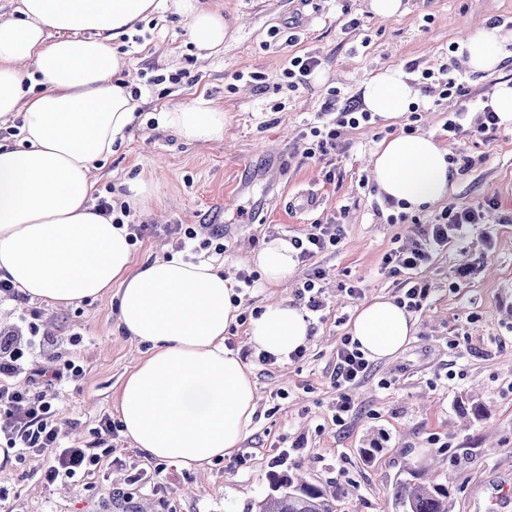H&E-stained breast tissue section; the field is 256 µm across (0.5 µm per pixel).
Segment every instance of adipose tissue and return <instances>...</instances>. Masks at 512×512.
I'll return each instance as SVG.
<instances>
[{"instance_id":"adipose-tissue-1","label":"adipose tissue","mask_w":512,"mask_h":512,"mask_svg":"<svg viewBox=\"0 0 512 512\" xmlns=\"http://www.w3.org/2000/svg\"><path fill=\"white\" fill-rule=\"evenodd\" d=\"M159 7L158 0H18L0 15V120L18 122L23 147L0 144V278L28 296L68 305L117 293L118 328L147 347L123 383L120 418L144 457L202 468L231 455L249 433L254 384L224 346L237 318L233 277L179 255L136 262L128 228L95 211L91 169L135 120L133 97L115 83L123 65L112 43ZM198 47L224 45V16L207 0L190 7ZM508 37L487 25L466 36L469 67L498 66ZM412 87L397 73L365 84V106L391 118ZM164 125L189 142L224 133V112L196 104L168 109ZM430 136H396L368 160L382 195L418 209L448 195L457 172ZM295 251L274 239L251 255L270 284L285 280ZM415 327L394 302L363 307L351 336L371 358L395 356ZM257 350L282 357L304 345L308 325L286 300L269 299L250 323Z\"/></svg>"}]
</instances>
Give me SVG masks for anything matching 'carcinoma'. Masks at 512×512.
Here are the masks:
<instances>
[{
    "label": "carcinoma",
    "mask_w": 512,
    "mask_h": 512,
    "mask_svg": "<svg viewBox=\"0 0 512 512\" xmlns=\"http://www.w3.org/2000/svg\"><path fill=\"white\" fill-rule=\"evenodd\" d=\"M452 487L404 481L393 488L401 512H449ZM255 512H336V496L304 480L296 470L274 474L270 492L255 504Z\"/></svg>",
    "instance_id": "obj_1"
}]
</instances>
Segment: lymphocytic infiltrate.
<instances>
[{
  "label": "lymphocytic infiltrate",
  "mask_w": 512,
  "mask_h": 512,
  "mask_svg": "<svg viewBox=\"0 0 512 512\" xmlns=\"http://www.w3.org/2000/svg\"><path fill=\"white\" fill-rule=\"evenodd\" d=\"M370 112L361 102L352 100L335 113L321 118L307 127L302 135L303 160L316 162L326 156L342 152L340 140L344 128L358 127L369 121ZM497 199L489 198L481 205L451 208L441 213L435 222L421 225L406 244L387 252L379 272L389 278L403 279L396 300L408 310H417L427 295V288L415 282L418 271L429 267L437 254L448 244L464 243L472 226L483 223L487 211L498 208ZM344 237V227L338 218L313 225L311 232L292 238L299 261H308L318 254L336 249ZM38 313L33 309L21 310L18 319L27 324L30 337L20 344L13 329L0 330V439L16 458L39 453L47 463L41 472L46 485L78 479L95 465L98 454L85 446H69L60 426L50 422L52 404L43 394V387L58 383L80 381L85 373L82 365L63 355L45 353V341L36 325ZM371 372V363L351 336H344L336 350L333 384L336 388L334 419L345 425L354 412L352 392Z\"/></svg>",
  "instance_id": "obj_1"
}]
</instances>
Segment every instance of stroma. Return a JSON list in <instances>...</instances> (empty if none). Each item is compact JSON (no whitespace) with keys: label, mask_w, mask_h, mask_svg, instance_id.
Wrapping results in <instances>:
<instances>
[{"label":"stroma","mask_w":512,"mask_h":512,"mask_svg":"<svg viewBox=\"0 0 512 512\" xmlns=\"http://www.w3.org/2000/svg\"><path fill=\"white\" fill-rule=\"evenodd\" d=\"M224 15V48L206 54L196 45L187 12L168 0L140 23L141 41L124 34L112 44L123 67L116 82L137 91L136 118L111 154L92 171L96 192L115 191L123 180L153 178L151 213L132 209L129 220L144 225L133 251L144 261L179 251L176 224H220L227 249L214 264L229 267L273 237L303 236L310 225L344 214V239L336 252L297 264L284 282L259 280L240 294L236 322L224 343L244 356L256 390V412L239 452L243 465L216 459L202 469L144 458L126 438L115 446L121 462L100 456L82 480L46 486L43 457L26 456L0 465V486L12 489L7 512H104L118 493L131 496L134 512H247L269 492L275 469L301 464L308 482L342 487L338 512H398L393 486L418 475L452 484L450 512H512V121L490 136L450 139L443 126L463 110L478 119L485 97L512 86V57L498 69L459 71L465 91L442 95L437 80L422 83V70L438 72L460 36L490 23L512 31V0H401L398 14H376L370 0H209ZM358 28H347L348 19ZM312 54L318 75L296 91L282 89L289 58ZM158 78L148 85L141 72ZM188 71L195 82L180 80ZM384 71H400L418 89L416 111L346 129L345 149L317 163L297 152L308 123L328 101L344 105L362 97L365 82ZM244 80H236V73ZM259 72L264 83L249 81ZM203 102L224 111V135L189 143L171 134L161 118L178 104ZM430 134L449 156H470L447 199L408 210L379 196L367 159L389 137ZM313 189L318 205L290 210L291 194ZM497 197L500 206L475 226L466 244L448 245L418 278L428 286L415 332L397 356L376 359L370 376L355 390V411L337 426L333 402L336 347L348 334L362 304L392 297L394 283L377 273L385 253L402 244L417 224H428L448 207H467ZM492 232V244L483 235ZM463 264L473 271L456 282ZM321 267L326 308L309 315L306 354L293 362L263 364L252 352L247 318L276 295L296 308L297 292L310 267ZM360 281L363 295L341 292ZM40 314L48 351L67 352L82 365L84 378L62 387L52 420L68 438L93 439L101 418L118 417L126 376L145 348L117 328L118 296L58 306L26 300ZM465 344L457 353L456 344ZM153 472L156 488L130 485V474Z\"/></svg>","instance_id":"1"}]
</instances>
